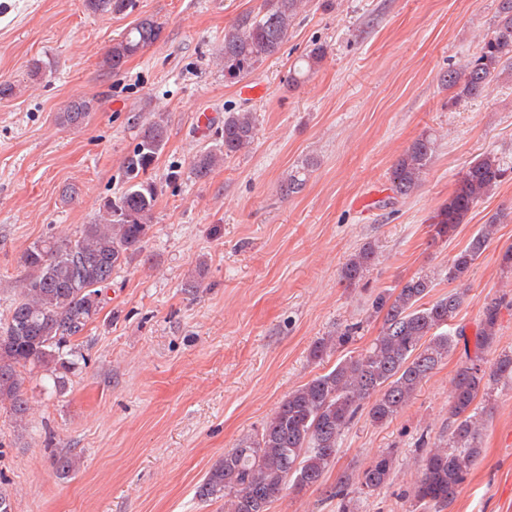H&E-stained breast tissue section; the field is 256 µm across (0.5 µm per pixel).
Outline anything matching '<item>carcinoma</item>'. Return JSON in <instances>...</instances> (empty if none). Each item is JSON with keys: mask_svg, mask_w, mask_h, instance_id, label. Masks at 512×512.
Returning <instances> with one entry per match:
<instances>
[{"mask_svg": "<svg viewBox=\"0 0 512 512\" xmlns=\"http://www.w3.org/2000/svg\"><path fill=\"white\" fill-rule=\"evenodd\" d=\"M92 13L124 14L135 0H84ZM304 7V0H263L257 13L240 16L224 30L220 64L224 76L236 80L250 74L264 60L277 55ZM162 26L151 17L140 18L113 43L105 65L120 71L126 61L158 41ZM327 47L315 43L289 71L297 84L320 65ZM512 77V0H498L495 21L477 52L464 65L446 71L441 79L448 89V105L486 95L492 84ZM92 101L77 98L68 103L59 119L73 128L82 126ZM256 113L227 110L221 139L191 161V172L202 180L255 142ZM167 142L163 114L142 125L138 142L125 157L128 187L100 204L99 215L84 224L75 238L48 237L29 245L23 255L24 274L8 313L0 316V409L23 422L29 404L22 393L23 371L29 366L45 371L54 390L62 393L68 374L82 353L79 335L102 309L103 291L112 273L143 252L149 239L153 209L161 186L147 177ZM437 140L423 134L412 141L391 165L390 190L400 198L420 186L436 156ZM308 168L288 171L282 191L290 196L303 190ZM512 180V157L487 151L471 162L455 181L448 200L431 216L430 239L447 241L468 215L493 190ZM508 218L497 213L472 236L445 271L458 287L432 302L426 298L435 287L436 273H418L393 289L378 292L370 316L382 320L378 336L364 352L345 358L328 372L289 392L254 436L239 442L206 473L196 495L204 502H224V512H269L287 490L300 494L322 484L336 458L342 436L362 414L387 424L395 419L437 367L448 359L462 332L448 326L463 304L470 271L496 232ZM377 259L375 244L366 242L352 253L341 269L347 288L367 285ZM503 301L492 299L482 309L474 355L457 365L449 411L448 443L421 454L420 477L413 487L419 512H436L455 501L464 489L470 468L484 448L476 427L477 417L488 412L492 386L512 382V351L500 354L490 368L483 367L481 350L497 341ZM360 325L352 324L336 335L317 339L309 351L322 360L355 340ZM394 452L378 455L357 478L341 475L327 490L340 512H348L352 495H370L390 480ZM57 474L69 477L79 466L77 456L66 452L56 460Z\"/></svg>", "mask_w": 512, "mask_h": 512, "instance_id": "carcinoma-1", "label": "carcinoma"}]
</instances>
